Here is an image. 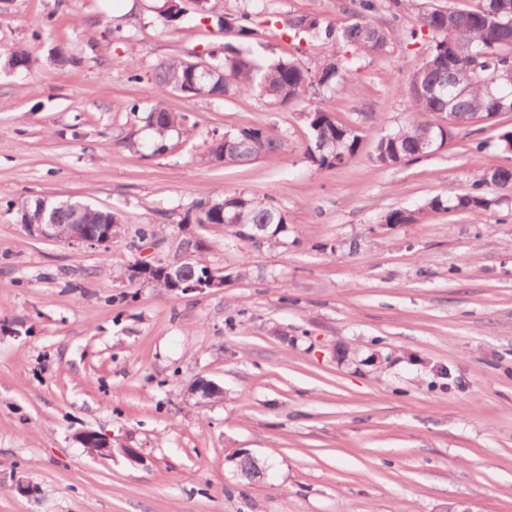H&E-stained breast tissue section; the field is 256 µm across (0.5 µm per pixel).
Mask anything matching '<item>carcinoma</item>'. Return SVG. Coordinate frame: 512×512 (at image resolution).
I'll list each match as a JSON object with an SVG mask.
<instances>
[{
	"label": "carcinoma",
	"instance_id": "obj_1",
	"mask_svg": "<svg viewBox=\"0 0 512 512\" xmlns=\"http://www.w3.org/2000/svg\"><path fill=\"white\" fill-rule=\"evenodd\" d=\"M407 8L406 0H392L389 5L392 23L381 26L371 19L375 10L373 0H359L355 21L341 31L324 23L315 15H297L289 20V29L295 35L322 38L335 47L341 42L354 52H380L390 43L397 31L395 22ZM512 21V0H481L474 10L436 8L421 17V27L409 33V38L425 44L420 64L412 71L406 85L411 103L408 120L401 126L380 135L374 142L373 159L381 165L414 162L429 155L428 139L446 144L445 132L437 124L439 113L448 111V94L456 86L466 89L465 96L454 108L456 124L450 128V138L456 130L478 118H499L512 112V84L504 77L512 66V42L506 40L501 22ZM224 33L245 43L255 35L256 15L243 11L228 15L221 23ZM210 61L203 66L168 61L158 66L152 90H175L196 87V93L222 98L229 90L239 93L258 91L281 106L304 96L309 89L331 90L353 71L356 59L329 54L314 68L304 67L291 59H281L267 66L246 55L230 44L222 50L209 53ZM33 60L18 47L0 55V70H28ZM153 131V152L167 149V138L173 130L195 127L186 113L169 111L161 97L144 117ZM307 140L306 159L317 169L338 168L355 157L362 141L363 131L339 121L324 107H316L304 115ZM208 161L226 166L250 163L260 158H275L285 149V142L262 127H243L235 131L209 133ZM512 192V166H490L463 194L443 200L430 199L425 207L447 211H464L474 215L487 212L497 203L492 192ZM46 214L57 225V233L65 236L72 226L80 224L89 232H96L107 224H122L120 212L107 208H93L80 201H53L44 198L25 199L17 204L18 221L30 223L38 215ZM421 210L396 209L390 211L384 223L416 224ZM180 224L204 227L222 224L228 235L241 241L252 240L254 227L268 225V239L287 231L288 215L277 207L268 195L247 192H223L192 202L184 211ZM206 241L198 234L185 233L180 237L165 262L175 266L183 276L191 277L208 270L203 253ZM141 284L148 288L176 290V284L159 269Z\"/></svg>",
	"mask_w": 512,
	"mask_h": 512
}]
</instances>
